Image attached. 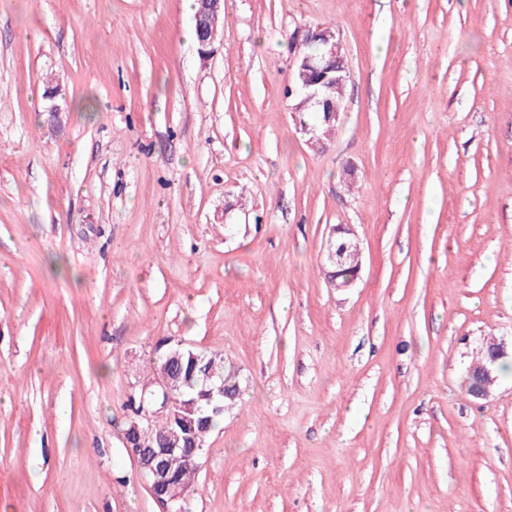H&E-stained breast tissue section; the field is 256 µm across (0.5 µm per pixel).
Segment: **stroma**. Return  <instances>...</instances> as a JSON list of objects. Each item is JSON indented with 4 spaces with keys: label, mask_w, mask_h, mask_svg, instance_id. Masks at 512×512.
I'll list each match as a JSON object with an SVG mask.
<instances>
[{
    "label": "stroma",
    "mask_w": 512,
    "mask_h": 512,
    "mask_svg": "<svg viewBox=\"0 0 512 512\" xmlns=\"http://www.w3.org/2000/svg\"><path fill=\"white\" fill-rule=\"evenodd\" d=\"M193 25L0 0V512H161L123 430L162 338L240 387L185 512H512V374L465 382L512 344V0H224L205 60ZM303 25L350 73L319 150ZM343 230V233L353 236L354 238H341L342 243L339 245H334L332 240L329 241L327 247V260L336 267V270L332 275V286L334 288H351L360 271L361 268V250L359 242L355 239V231L350 225L339 226L337 228V232L340 233ZM351 265V267L355 268V274L347 281L342 283H337L335 274L337 273V269L344 265ZM490 358H491V356H490L489 352L488 353L486 351L481 352L479 360L476 363L470 365V367H469L471 369V371H469V373H468V380H469L468 391L469 392L473 388L478 387L480 383H484V381L481 382V379L479 376V373H480L481 369L483 368V366H484L483 375L486 378L491 380L489 383L485 384L484 388L475 389L470 393L475 398H480V399L487 398L491 387L494 385V383L497 380V377H493V372H494L493 365H489L491 362ZM485 365H489V366H485Z\"/></svg>",
    "instance_id": "stroma-1"
}]
</instances>
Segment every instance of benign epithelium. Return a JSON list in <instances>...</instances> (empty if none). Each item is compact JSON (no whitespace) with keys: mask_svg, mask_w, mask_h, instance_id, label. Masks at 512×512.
Masks as SVG:
<instances>
[{"mask_svg":"<svg viewBox=\"0 0 512 512\" xmlns=\"http://www.w3.org/2000/svg\"><path fill=\"white\" fill-rule=\"evenodd\" d=\"M194 15L196 29L199 32L198 53L207 58L213 51L214 36L208 33L214 17L224 12V0H196ZM319 42L323 52L318 57L294 55L298 83L294 84L291 94L300 98L294 110H300L310 103L318 105L320 120L313 125L301 124V130L310 135V141L322 139L321 128L334 125L339 120L342 102L336 100V93L344 92L349 80V71L341 53L340 39L330 28H306L294 32L293 43L296 49L310 42ZM348 237L337 245L328 243L327 260L335 267L351 265L355 271L361 268V250L359 242L353 238L355 231L349 225L341 227ZM178 350L167 355L163 369L149 383L132 385L131 395H140V409L129 420L124 431V444L127 453L136 462L140 474L146 479L152 496L163 506V512H182L184 492L173 481L174 472L185 466L197 464L205 450L196 448L186 453L181 448L183 428L194 421L195 410L192 405L179 406L170 400V391L179 386L180 374L173 363L181 362V342H176ZM155 419H165L176 424L166 434L161 448H136L131 436L152 423Z\"/></svg>","mask_w":512,"mask_h":512,"instance_id":"7a95c632","label":"benign epithelium"}]
</instances>
